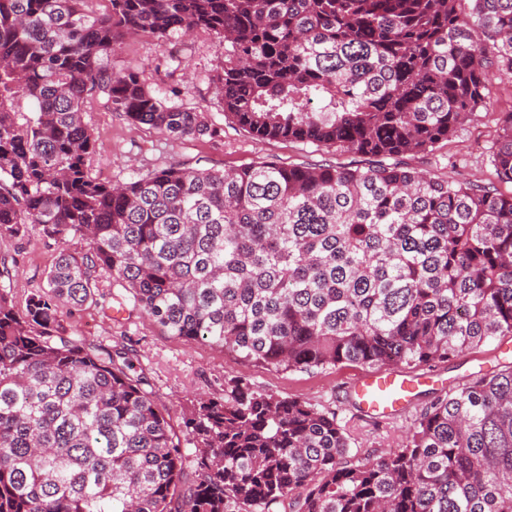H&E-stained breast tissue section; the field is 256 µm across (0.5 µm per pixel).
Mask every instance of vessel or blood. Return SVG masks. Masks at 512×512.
<instances>
[{
  "label": "vessel or blood",
  "instance_id": "vessel-or-blood-1",
  "mask_svg": "<svg viewBox=\"0 0 512 512\" xmlns=\"http://www.w3.org/2000/svg\"><path fill=\"white\" fill-rule=\"evenodd\" d=\"M415 385V377L393 370L358 377L352 382L351 391L364 413L392 416L406 407Z\"/></svg>",
  "mask_w": 512,
  "mask_h": 512
}]
</instances>
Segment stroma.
I'll return each instance as SVG.
<instances>
[{
	"label": "stroma",
	"instance_id": "35a3bbf8",
	"mask_svg": "<svg viewBox=\"0 0 512 512\" xmlns=\"http://www.w3.org/2000/svg\"><path fill=\"white\" fill-rule=\"evenodd\" d=\"M177 50L186 61V69L165 64L168 45L148 36H129L114 54L112 66L140 72L150 87L176 91L180 103L206 113L221 127L220 137L173 140L156 129L131 124L111 111L103 98L92 96L85 101L83 114L95 138V148L86 162L91 178L124 180L132 173L173 163L229 169L264 160L295 165L355 162V155L332 146L317 148L252 137L225 119L214 94L212 78L224 61L223 44L200 29L179 43ZM486 94L487 107L475 111L454 138L434 153L405 156L407 166L474 183L494 181L492 147L497 139L499 113L512 108V81L492 80ZM57 252L54 241L37 233L22 241L0 238V259L16 264L8 293L16 311H24L29 297L45 285ZM59 320L69 332L87 340L105 346L127 345L137 368L150 378L156 401L167 410L175 429H182L184 416L199 397L222 396L225 381L241 377L255 390L299 398L317 408L335 411L351 437L350 457L356 464L374 458L380 451L401 448L408 429L435 395L451 392L477 372L512 363V337L505 336L431 367L437 384L420 387L399 414L377 417L362 412L351 395V381L363 372L359 366L291 372L254 366L220 348L166 336L138 311L113 310L106 314L96 305L80 310L64 308Z\"/></svg>",
	"mask_w": 512,
	"mask_h": 512
}]
</instances>
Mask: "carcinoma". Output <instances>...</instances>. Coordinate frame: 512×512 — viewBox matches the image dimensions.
I'll use <instances>...</instances> for the list:
<instances>
[{
	"mask_svg": "<svg viewBox=\"0 0 512 512\" xmlns=\"http://www.w3.org/2000/svg\"><path fill=\"white\" fill-rule=\"evenodd\" d=\"M461 2L110 0L91 17L83 0H0V238L59 246L23 313L0 272V512H512V367L436 397L401 448L356 465L336 412L241 379L193 403L180 436L127 347L59 320L107 275L165 334L280 371L429 367L512 336V192L396 162L512 78V0ZM197 29L224 43L227 119L371 163L89 177L93 93L171 138L220 136L109 64L125 35ZM498 125L512 184V111Z\"/></svg>",
	"mask_w": 512,
	"mask_h": 512,
	"instance_id": "obj_1",
	"label": "carcinoma"
}]
</instances>
